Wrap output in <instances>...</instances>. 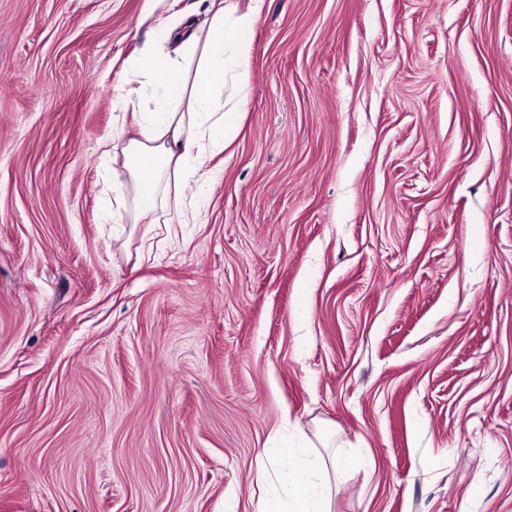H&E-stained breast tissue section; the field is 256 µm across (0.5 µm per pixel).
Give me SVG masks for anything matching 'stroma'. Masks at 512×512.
Instances as JSON below:
<instances>
[{
	"instance_id": "1",
	"label": "stroma",
	"mask_w": 512,
	"mask_h": 512,
	"mask_svg": "<svg viewBox=\"0 0 512 512\" xmlns=\"http://www.w3.org/2000/svg\"><path fill=\"white\" fill-rule=\"evenodd\" d=\"M0 0V512H512V0H264L233 124L135 219L148 14ZM294 464L275 472L281 495L267 500L260 512H331L328 494V469L324 461L313 458L307 448H280ZM315 471H321L319 481Z\"/></svg>"
}]
</instances>
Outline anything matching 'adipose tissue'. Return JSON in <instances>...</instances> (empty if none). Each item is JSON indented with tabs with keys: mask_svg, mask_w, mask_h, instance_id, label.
I'll use <instances>...</instances> for the list:
<instances>
[{
	"mask_svg": "<svg viewBox=\"0 0 512 512\" xmlns=\"http://www.w3.org/2000/svg\"><path fill=\"white\" fill-rule=\"evenodd\" d=\"M224 0H211L205 19L185 20L182 27L157 24L156 32L176 44L172 54L145 47L133 60L135 75L148 79L158 95L154 108H146L139 91L124 97L136 113V133L118 136L113 151L124 157V170L137 211L147 212L158 200H173L180 223L196 224L200 212L184 206L182 183L199 173L209 155L224 149V52L233 45L239 67H247L252 43L248 33L260 14L249 7L235 18L233 28L224 25ZM292 466L276 471L281 493L267 500L260 512H331L325 462L304 448H288Z\"/></svg>",
	"mask_w": 512,
	"mask_h": 512,
	"instance_id": "ef3b65f1",
	"label": "adipose tissue"
}]
</instances>
